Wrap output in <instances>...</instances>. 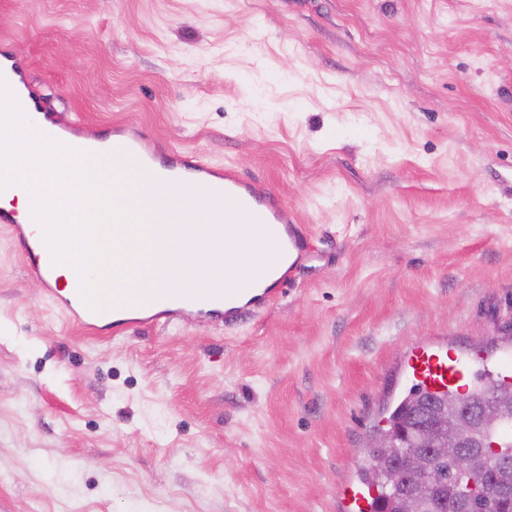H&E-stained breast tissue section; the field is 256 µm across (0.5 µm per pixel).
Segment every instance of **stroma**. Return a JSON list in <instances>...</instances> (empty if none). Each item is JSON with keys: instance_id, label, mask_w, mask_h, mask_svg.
<instances>
[{"instance_id": "35a3bbf8", "label": "stroma", "mask_w": 512, "mask_h": 512, "mask_svg": "<svg viewBox=\"0 0 512 512\" xmlns=\"http://www.w3.org/2000/svg\"><path fill=\"white\" fill-rule=\"evenodd\" d=\"M0 51L318 252L238 325L91 334L0 223V512H350L413 345L512 352V0H0Z\"/></svg>"}]
</instances>
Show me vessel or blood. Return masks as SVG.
I'll list each match as a JSON object with an SVG mask.
<instances>
[{
    "mask_svg": "<svg viewBox=\"0 0 512 512\" xmlns=\"http://www.w3.org/2000/svg\"><path fill=\"white\" fill-rule=\"evenodd\" d=\"M140 146L136 139H117L112 143V151L132 167L150 169L149 158L141 153ZM185 171L195 174L202 192L223 194L225 216H236L251 224L254 261L277 266L286 264L293 268L305 257L308 249L306 232L302 226L289 223L284 206L264 188L242 181L232 170L215 169L200 161L171 168L166 185H174ZM33 271L62 310L84 329L97 330L99 321L107 316L106 311L84 309L78 290H71L65 297L59 295L51 264L34 263ZM277 298L276 289L254 287L252 278L247 277L235 288L158 295L154 312L119 321L118 327L128 330L152 325L161 317L188 310L206 323L235 325L247 315L268 307ZM479 362V356L473 353H452L443 345L421 343L409 355L407 376L415 386L431 392H445L473 380Z\"/></svg>",
    "mask_w": 512,
    "mask_h": 512,
    "instance_id": "vessel-or-blood-1",
    "label": "vessel or blood"
}]
</instances>
